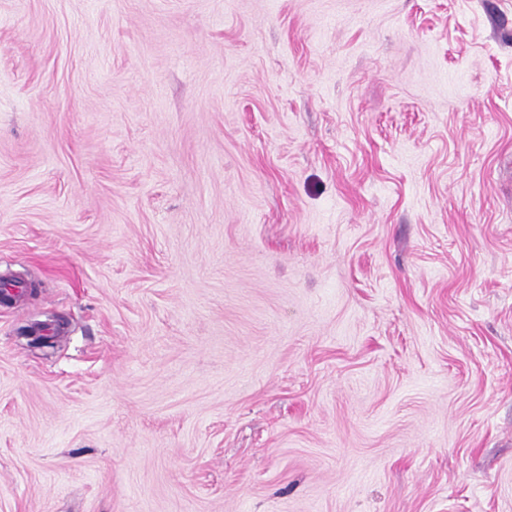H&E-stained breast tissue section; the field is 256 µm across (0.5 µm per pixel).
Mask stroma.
<instances>
[{
	"label": "stroma",
	"mask_w": 512,
	"mask_h": 512,
	"mask_svg": "<svg viewBox=\"0 0 512 512\" xmlns=\"http://www.w3.org/2000/svg\"><path fill=\"white\" fill-rule=\"evenodd\" d=\"M0 512H512V0H0Z\"/></svg>",
	"instance_id": "obj_1"
}]
</instances>
